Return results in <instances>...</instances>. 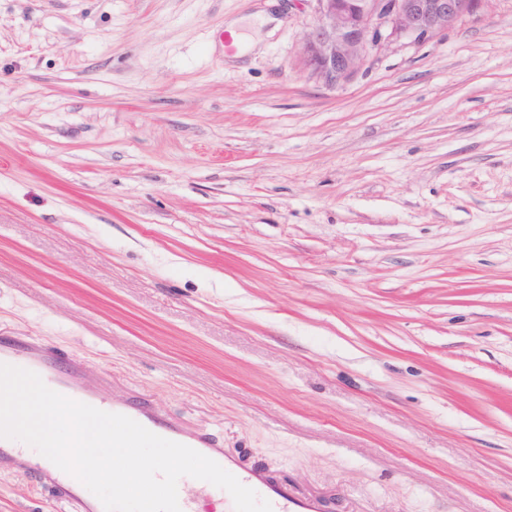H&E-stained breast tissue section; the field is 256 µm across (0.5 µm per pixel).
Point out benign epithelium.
I'll return each mask as SVG.
<instances>
[{"label": "benign epithelium", "instance_id": "obj_1", "mask_svg": "<svg viewBox=\"0 0 512 512\" xmlns=\"http://www.w3.org/2000/svg\"><path fill=\"white\" fill-rule=\"evenodd\" d=\"M317 23L303 46L306 65L336 86L350 81L376 46L380 28L393 36H433L488 0H314Z\"/></svg>", "mask_w": 512, "mask_h": 512}]
</instances>
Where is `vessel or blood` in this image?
I'll use <instances>...</instances> for the list:
<instances>
[{"mask_svg": "<svg viewBox=\"0 0 512 512\" xmlns=\"http://www.w3.org/2000/svg\"><path fill=\"white\" fill-rule=\"evenodd\" d=\"M0 359H7L15 366L42 372L48 385L54 386L65 396L108 413L121 414L143 425L151 432L186 445L213 459L245 486L268 500L273 512H319L316 500L289 491L272 482L260 468L241 469L236 458L225 454L215 440L206 433H186L176 422L164 418L146 402L117 403L101 397L98 390L84 380L74 359H67L66 370H59L57 354L36 336L4 342L0 341ZM0 471L18 472L32 476L48 489L58 503L68 506L71 512H104L101 501L81 482L50 462L35 463L21 454H12L0 448ZM178 501L181 512H200L197 501L206 494L205 487L189 490L186 480H179Z\"/></svg>", "mask_w": 512, "mask_h": 512, "instance_id": "1", "label": "vessel or blood"}]
</instances>
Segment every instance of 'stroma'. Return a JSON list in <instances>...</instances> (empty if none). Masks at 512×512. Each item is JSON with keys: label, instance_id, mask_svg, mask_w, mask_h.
<instances>
[{"label": "stroma", "instance_id": "35a3bbf8", "mask_svg": "<svg viewBox=\"0 0 512 512\" xmlns=\"http://www.w3.org/2000/svg\"><path fill=\"white\" fill-rule=\"evenodd\" d=\"M315 9L0 0V336L320 512H512V0L336 87Z\"/></svg>", "mask_w": 512, "mask_h": 512}]
</instances>
